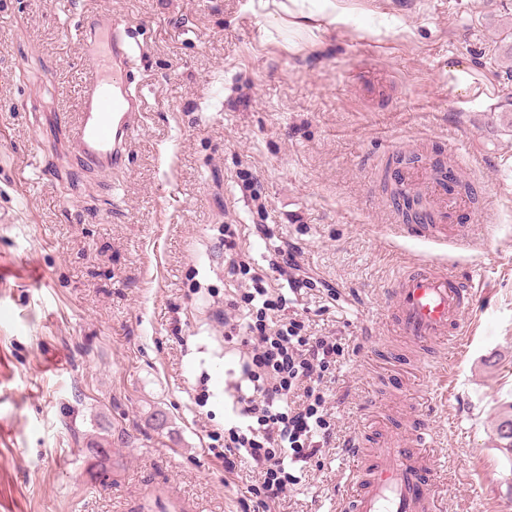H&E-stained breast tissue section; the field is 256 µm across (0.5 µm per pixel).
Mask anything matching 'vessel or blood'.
<instances>
[{
	"mask_svg": "<svg viewBox=\"0 0 512 512\" xmlns=\"http://www.w3.org/2000/svg\"><path fill=\"white\" fill-rule=\"evenodd\" d=\"M88 46L83 61L79 119L72 129L75 150L98 171L124 164L126 143L134 130L140 101L128 86L131 45L122 24L108 13L87 16L76 30ZM397 237L444 244V224H398ZM476 290L472 279L447 265L425 262L407 268L392 291L391 324L420 347L445 340L458 345L461 323ZM425 426L416 424L409 438L380 450L366 469L350 474L351 490L339 512H437L434 458L423 451Z\"/></svg>",
	"mask_w": 512,
	"mask_h": 512,
	"instance_id": "vessel-or-blood-1",
	"label": "vessel or blood"
}]
</instances>
